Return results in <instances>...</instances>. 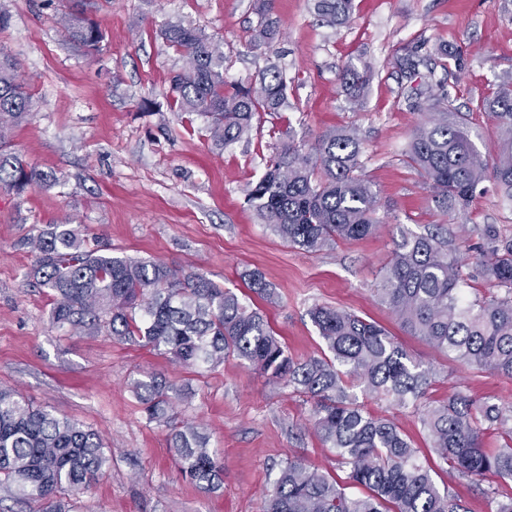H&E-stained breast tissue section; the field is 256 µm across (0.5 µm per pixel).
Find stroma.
Returning a JSON list of instances; mask_svg holds the SVG:
<instances>
[{"label": "stroma", "instance_id": "35a3bbf8", "mask_svg": "<svg viewBox=\"0 0 512 512\" xmlns=\"http://www.w3.org/2000/svg\"><path fill=\"white\" fill-rule=\"evenodd\" d=\"M105 39L84 54L58 18L69 0H0L9 22L0 49L18 64L35 103L16 128L13 148L30 164L55 172V183L23 193L0 188V387L34 405L94 429L112 453V467L91 493L70 495V512H264L288 457L337 471L329 448L313 433L311 405L286 385L268 383L237 357L199 374L108 332L76 336L51 322L53 298L31 285L34 257L25 238L49 224H70L99 238L112 255L157 260L202 273L221 288L246 293L243 271L257 270L274 302L253 297L289 353L320 356L324 343L307 311L340 308L378 323L435 372L427 396L445 400L461 390L512 406V378L461 367L447 354L407 335L374 293L401 228L439 227L429 189L407 162L406 150L425 108L409 103L411 86L424 96H450L471 114V138L495 156L499 130L478 104L499 85L512 84V0H353L349 20L331 28L313 0H275L280 35L268 48L249 47L258 25L253 0H95ZM168 22L200 28L224 43L227 83H257L277 64L287 83V107L261 112L249 137L214 143L205 116L179 111L170 79L184 66L160 35ZM461 63H454V54ZM419 59L406 78L396 57ZM367 74L361 103L339 82L343 68ZM355 131L363 173L376 192L383 226L365 238L311 253L289 245L246 204L245 191L286 142L314 143L331 128ZM458 223L467 233L458 254L470 275V294L496 289L477 263L486 225L512 238V203L487 184ZM165 374L193 395L177 402L178 422L200 423L224 462V487L207 495L182 479L164 429L146 421L131 382ZM368 411L395 418L468 512H495L512 497V481L462 478L429 451L413 407L400 408L362 389Z\"/></svg>", "mask_w": 512, "mask_h": 512}]
</instances>
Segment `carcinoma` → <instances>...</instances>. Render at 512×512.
I'll list each match as a JSON object with an SVG mask.
<instances>
[{"label": "carcinoma", "mask_w": 512, "mask_h": 512, "mask_svg": "<svg viewBox=\"0 0 512 512\" xmlns=\"http://www.w3.org/2000/svg\"><path fill=\"white\" fill-rule=\"evenodd\" d=\"M274 0H255L259 17L251 46L267 48L276 39L270 14ZM73 0L60 24L85 53L99 51L103 30ZM352 0H316L329 26L346 21ZM163 39L187 59L171 81L182 112L208 118L211 138L228 144L249 133L258 112H278L285 102L282 74L271 68L260 86H230L224 79V43L182 23H168ZM353 97L366 76L344 75ZM407 150V163L426 180L431 201L446 217L466 211L488 180L512 200V90L484 99L477 110L503 129L495 160L484 157L463 120L444 96L429 104ZM33 111L17 63L0 49V185L20 194L55 180L12 149L14 128ZM362 147L345 128L322 134L308 150L284 143L246 194L258 217L282 239L307 252L376 233L377 194L365 179ZM479 266L500 293L470 299L468 279L457 257L456 234L404 232L394 242L376 295L394 313L406 334L448 354L466 368L512 377V238L494 226L484 229ZM36 261L28 276L53 293L51 317L60 328L94 333L109 328L117 339L148 347L187 370L214 369L230 355L247 361L272 384L285 383L312 402L311 422L321 442L348 471L349 493L333 473L299 456L287 459L273 482L266 512H467L461 499L439 489L433 469L389 417L366 412L351 393L354 385L384 395L400 406L412 404L431 448L459 475L512 480V409L457 391L428 401L434 373L381 325L329 306L316 305L309 317L326 353L300 361L288 354L262 313L229 289L203 275L178 272L157 262L132 261L103 252L70 224H51L28 238ZM247 287L270 299L272 288L256 270L244 273ZM147 420L168 430L182 479L205 493L224 483V464L209 437L196 425L175 422L172 383L151 373L133 381ZM507 437L501 448L482 446L485 430ZM112 466L101 437L85 425L60 417L0 388V489L36 503L34 512H63L61 496L90 492Z\"/></svg>", "instance_id": "carcinoma-1"}]
</instances>
